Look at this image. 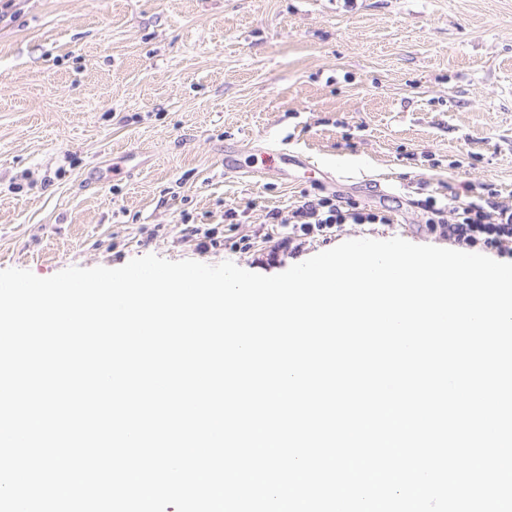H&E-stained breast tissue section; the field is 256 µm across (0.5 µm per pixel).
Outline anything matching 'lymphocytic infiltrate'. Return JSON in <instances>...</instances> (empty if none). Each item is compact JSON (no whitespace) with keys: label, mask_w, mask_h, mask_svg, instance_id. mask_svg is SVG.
I'll list each match as a JSON object with an SVG mask.
<instances>
[{"label":"lymphocytic infiltrate","mask_w":512,"mask_h":512,"mask_svg":"<svg viewBox=\"0 0 512 512\" xmlns=\"http://www.w3.org/2000/svg\"><path fill=\"white\" fill-rule=\"evenodd\" d=\"M425 228L468 251H489L512 258V206L499 202L498 191L483 185L481 193L467 202L434 198L423 204ZM272 228L285 230L282 242L291 251L303 243L331 241L343 224H386L390 218L384 212L371 210L339 193L303 191L299 203L288 210L272 209L266 214Z\"/></svg>","instance_id":"f902f5d3"}]
</instances>
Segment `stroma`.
Wrapping results in <instances>:
<instances>
[{
  "label": "stroma",
  "mask_w": 512,
  "mask_h": 512,
  "mask_svg": "<svg viewBox=\"0 0 512 512\" xmlns=\"http://www.w3.org/2000/svg\"><path fill=\"white\" fill-rule=\"evenodd\" d=\"M267 148L389 211L336 242L447 247L428 197L491 183L512 205V0H18L0 22V270L154 254L282 273L325 244L197 248L225 208L261 233L309 189L265 173Z\"/></svg>",
  "instance_id": "35a3bbf8"
}]
</instances>
